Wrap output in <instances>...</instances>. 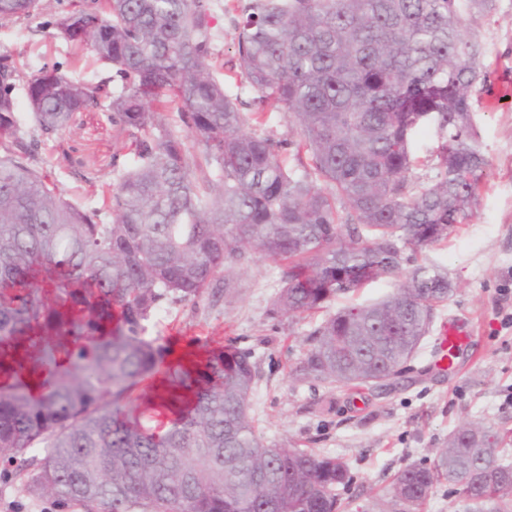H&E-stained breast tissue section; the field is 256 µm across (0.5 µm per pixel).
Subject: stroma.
<instances>
[{
	"mask_svg": "<svg viewBox=\"0 0 512 512\" xmlns=\"http://www.w3.org/2000/svg\"><path fill=\"white\" fill-rule=\"evenodd\" d=\"M68 0H41V12L30 19L0 20V54L13 55L20 68L33 72L60 64L65 73L97 87L109 77L89 50H74L56 38L45 23L66 9ZM222 31L220 55L213 73L225 91L239 96L248 112H260V133L274 140L295 132L275 104L254 102L244 82L232 77L224 61L233 54L235 32L227 15L217 17ZM489 64L488 82L500 96L491 107L476 102L478 140L486 157L483 188L467 224L438 245L418 254V261L447 272L454 291L439 308L429 336L403 372L388 386H335L296 375L308 337L338 309L368 304L394 291L396 283L378 279L360 290L334 298L324 308L296 319L271 314L282 287L285 264L265 256L236 270L237 294L204 296L171 306L152 318L148 337L158 343L195 340L218 347L226 342L251 351L257 367L251 414L268 440L314 449L346 462L351 484L342 491L345 512H372L389 498L397 470L413 462H432L438 449L461 425L471 422L497 431L501 447L512 448V0H497L481 29ZM70 148L81 171L93 182L115 179L112 156L122 139L106 112L74 113L62 148ZM45 148L52 177L67 200L95 207L92 184L76 180L61 150ZM463 319L470 339L455 372L438 369L435 351L448 321ZM0 512H80L58 507L54 497L31 496L16 481L0 482Z\"/></svg>",
	"mask_w": 512,
	"mask_h": 512,
	"instance_id": "35a3bbf8",
	"label": "stroma"
}]
</instances>
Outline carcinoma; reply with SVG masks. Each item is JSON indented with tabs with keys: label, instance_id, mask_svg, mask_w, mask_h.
I'll use <instances>...</instances> for the list:
<instances>
[{
	"label": "carcinoma",
	"instance_id": "1",
	"mask_svg": "<svg viewBox=\"0 0 512 512\" xmlns=\"http://www.w3.org/2000/svg\"><path fill=\"white\" fill-rule=\"evenodd\" d=\"M494 0H233L229 63L297 134L274 143L213 75L215 0H79L57 36L121 81L113 95L0 54V473L84 512H339L350 469L268 440L250 414L256 371L232 344L177 348L145 336L167 306L233 288L253 253L287 263L275 310L299 317L377 277H403L312 333L300 372L382 386L417 354L453 290L419 253L466 223L485 158L472 91L486 84L482 21ZM39 0H0L29 19ZM32 132L20 135L16 83ZM109 112L116 153L101 206L61 195L39 151L73 113ZM175 112L180 129L165 122ZM440 135L417 173L416 130ZM307 155L288 168L286 151ZM163 416L157 434L133 418ZM464 425L432 463L394 475L392 512H422L439 484L512 512V462Z\"/></svg>",
	"mask_w": 512,
	"mask_h": 512
}]
</instances>
